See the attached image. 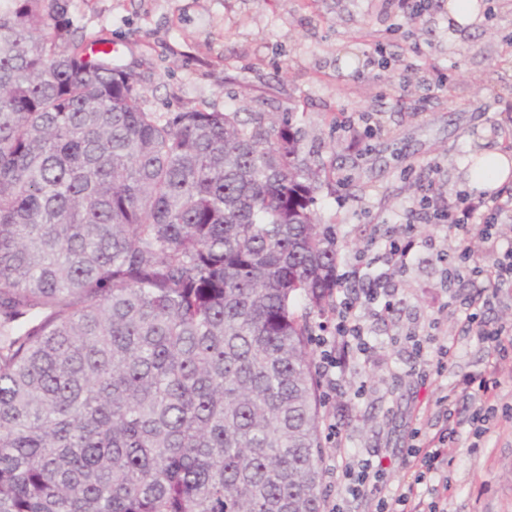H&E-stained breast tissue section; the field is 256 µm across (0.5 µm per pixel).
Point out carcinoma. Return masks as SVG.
<instances>
[{"mask_svg":"<svg viewBox=\"0 0 512 512\" xmlns=\"http://www.w3.org/2000/svg\"><path fill=\"white\" fill-rule=\"evenodd\" d=\"M72 2L0 0V512H324V164L146 108Z\"/></svg>","mask_w":512,"mask_h":512,"instance_id":"cac0c4a2","label":"carcinoma"}]
</instances>
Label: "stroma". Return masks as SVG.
Masks as SVG:
<instances>
[{"label":"stroma","mask_w":512,"mask_h":512,"mask_svg":"<svg viewBox=\"0 0 512 512\" xmlns=\"http://www.w3.org/2000/svg\"><path fill=\"white\" fill-rule=\"evenodd\" d=\"M481 19L449 28L448 0L410 18L390 0H73L86 36L110 38L156 112L191 109L288 112L304 155L335 163L315 210L336 233L339 257L369 248L378 231L403 236L406 213L429 186L454 203L469 190L464 161L502 150L512 136V0H487ZM443 80L447 90L429 85ZM377 113L381 128L362 151L349 147L346 112ZM417 255L393 271L385 293L360 310L369 350L322 387V407L343 435L323 444V496L345 512H375L379 497L413 481L403 459L418 412L450 384L483 370L489 348L464 335L460 299L469 281L448 284L438 253L452 232H415ZM432 335L416 350L410 332ZM455 341L442 375L429 371L437 346ZM448 512H512V419L484 440L462 435L445 449ZM369 460L385 476L377 492L352 498L338 471Z\"/></svg>","instance_id":"stroma-1"}]
</instances>
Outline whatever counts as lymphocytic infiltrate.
I'll return each instance as SVG.
<instances>
[{"label": "lymphocytic infiltrate", "instance_id": "obj_1", "mask_svg": "<svg viewBox=\"0 0 512 512\" xmlns=\"http://www.w3.org/2000/svg\"><path fill=\"white\" fill-rule=\"evenodd\" d=\"M511 209L512 202L504 200L499 194L463 196L457 204L448 206L441 204L429 192L413 200L408 208L410 221L432 224L453 232L455 263L451 274L457 279L470 278L474 283L473 292L463 300L464 333L477 337L500 357L512 354V324L492 326L484 323L480 314L500 289L512 282V245L502 246L496 234L499 217ZM476 241L481 243V251H473L472 244ZM371 246L377 253V269L364 274L354 267L343 275L347 281L367 276V288L360 294H344L337 301L333 332L318 338L321 353L317 371L322 379L332 380L337 372L345 370L352 350H365L364 326L358 314L361 302L378 297L387 283L389 270L406 267L412 261L415 241L410 236L385 235L374 239ZM464 383L472 387L471 397L478 405L470 423L476 435H486L490 430L489 413L496 404L498 382L494 372L488 369L483 374L468 376ZM450 399V394L446 393L436 401V432H427L421 424L411 432L405 461L414 469L416 481L431 474L443 473L448 463L445 447L448 441L457 437L459 427ZM448 490V485H441L436 498L428 501L417 497L413 483H408L381 499L378 512H446Z\"/></svg>", "mask_w": 512, "mask_h": 512}]
</instances>
